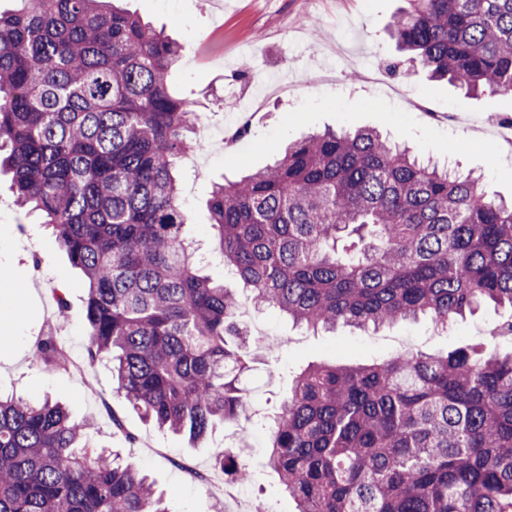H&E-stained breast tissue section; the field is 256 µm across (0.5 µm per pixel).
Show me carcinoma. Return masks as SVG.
I'll return each mask as SVG.
<instances>
[{
  "label": "carcinoma",
  "mask_w": 512,
  "mask_h": 512,
  "mask_svg": "<svg viewBox=\"0 0 512 512\" xmlns=\"http://www.w3.org/2000/svg\"><path fill=\"white\" fill-rule=\"evenodd\" d=\"M0 11V170L87 288V357L145 419L198 441L248 407L239 299L184 241L174 172L204 147L168 77L183 46L110 0ZM390 36L472 96L512 95V0H407ZM225 271L253 307L312 329L512 308V202L374 130H326L213 184ZM35 361L65 367L51 336ZM268 430L298 512H512V353L398 352L300 371ZM215 467L252 473L220 451ZM0 512H168L133 463L48 400L0 397Z\"/></svg>",
  "instance_id": "obj_1"
}]
</instances>
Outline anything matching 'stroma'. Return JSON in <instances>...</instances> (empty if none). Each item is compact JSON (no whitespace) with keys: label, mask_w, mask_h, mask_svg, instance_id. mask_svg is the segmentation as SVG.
<instances>
[{"label":"stroma","mask_w":512,"mask_h":512,"mask_svg":"<svg viewBox=\"0 0 512 512\" xmlns=\"http://www.w3.org/2000/svg\"><path fill=\"white\" fill-rule=\"evenodd\" d=\"M403 0H126L144 21L185 47L170 82L192 101L210 132L203 150L180 172L190 214L187 238L213 254L208 274L226 288L240 282L218 261L219 242L206 201L213 183L262 168L272 146L325 128H370L412 146L427 159L483 174L489 193L512 196V146L488 153L481 128L512 118V98H471L445 82L400 65L387 35ZM399 91H391L390 83ZM0 393L51 397L89 421L96 444L118 450L153 481L169 512H297L268 467L266 427L296 373L314 363L365 366L395 353V340L445 354L483 342L500 353L512 341L494 333L512 312L492 305L447 329L425 317L377 331L340 326L311 331L271 310L259 316L275 348L254 359L240 378L254 414L248 424L216 421L197 444L146 422L117 391L107 362L49 369L32 359L38 339L55 333L85 344L86 288L50 229L14 203L9 176H0ZM68 282L70 307L57 318L55 289ZM237 455L250 483L212 476L218 451Z\"/></svg>","instance_id":"35a3bbf8"}]
</instances>
